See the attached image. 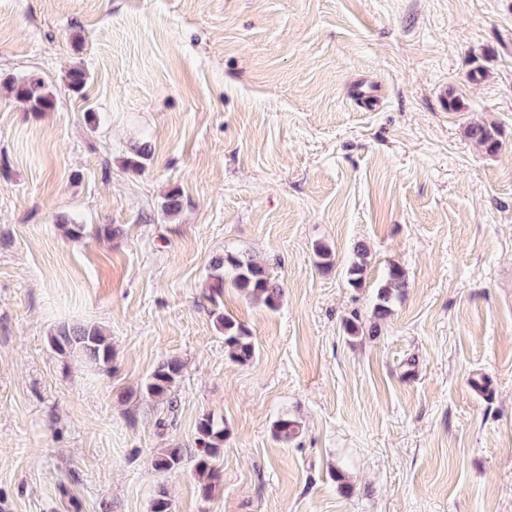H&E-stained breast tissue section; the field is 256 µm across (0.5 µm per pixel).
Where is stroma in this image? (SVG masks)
Returning a JSON list of instances; mask_svg holds the SVG:
<instances>
[{
	"instance_id": "stroma-1",
	"label": "stroma",
	"mask_w": 512,
	"mask_h": 512,
	"mask_svg": "<svg viewBox=\"0 0 512 512\" xmlns=\"http://www.w3.org/2000/svg\"><path fill=\"white\" fill-rule=\"evenodd\" d=\"M31 73L54 110L4 88ZM227 250L277 310L213 296ZM393 265L390 318L345 333ZM64 322L106 331L110 370L52 349ZM171 357L172 399L140 395ZM205 414L228 430L208 499L192 462L152 465ZM160 487L172 512H512V0H0V512H150ZM466 136L489 155L496 154L502 147L501 130L494 124H470ZM226 277L233 287L245 296L260 301L266 308L276 310L280 306L283 288L270 276L265 266L250 257L239 252L224 251L212 264V290L217 296L224 291ZM216 323L224 331V349L229 359L241 365L251 363L256 356V347L248 331L222 313L218 314Z\"/></svg>"
}]
</instances>
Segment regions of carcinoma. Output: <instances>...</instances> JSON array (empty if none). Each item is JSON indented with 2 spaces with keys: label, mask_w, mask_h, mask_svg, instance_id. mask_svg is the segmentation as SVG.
Wrapping results in <instances>:
<instances>
[{
  "label": "carcinoma",
  "mask_w": 512,
  "mask_h": 512,
  "mask_svg": "<svg viewBox=\"0 0 512 512\" xmlns=\"http://www.w3.org/2000/svg\"><path fill=\"white\" fill-rule=\"evenodd\" d=\"M87 82V74L81 68H73L67 74V86L76 93H82ZM8 90L14 97L27 104L34 112H48L54 109V95L43 77L31 74L21 80H12ZM466 136L489 155L496 154L502 147L501 130L490 123H474L466 128ZM357 261L348 270V282L358 288L362 285L367 265V250L363 245L356 247ZM211 279L212 290L219 295L224 291V282L243 292L246 296L260 301L266 308L275 310L280 306L284 290L270 276L265 266L250 257L233 251H226L213 261ZM407 286L406 274L400 267L393 266L378 294L374 308L376 322L369 327L370 332L378 329V323L391 314L393 299ZM216 323L224 331V349L230 360L246 365L256 356V347L248 331L232 318L220 313ZM53 348L61 355L76 356L84 363L102 371L112 364V343L103 329L97 325L63 324L51 336ZM183 364L177 358H169L151 372L142 386V393L153 399H166L176 389L182 377ZM299 432L296 421L288 416L279 417L273 424V435L287 442ZM197 448L189 457L182 448H163L153 456V466L159 471L179 469L184 461H193L203 497L211 495L219 481L217 458L224 447V423L209 414L202 415L196 426Z\"/></svg>",
  "instance_id": "carcinoma-1"
}]
</instances>
